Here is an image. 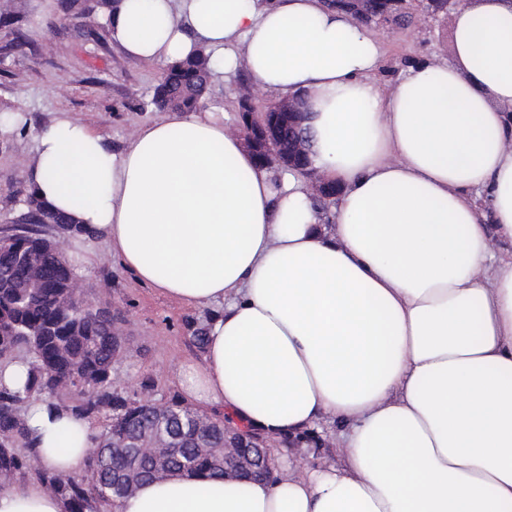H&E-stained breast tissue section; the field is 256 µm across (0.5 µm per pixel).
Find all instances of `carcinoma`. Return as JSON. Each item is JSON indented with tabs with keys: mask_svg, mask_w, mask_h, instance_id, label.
Masks as SVG:
<instances>
[{
	"mask_svg": "<svg viewBox=\"0 0 512 512\" xmlns=\"http://www.w3.org/2000/svg\"><path fill=\"white\" fill-rule=\"evenodd\" d=\"M79 26L94 34L108 26L119 0H62ZM436 3L409 4L392 11L390 25L407 27L422 9ZM219 78L209 55L173 63L162 72L150 98L142 103L156 112L191 111L212 93ZM27 223L0 231V365L25 350L29 374L21 389L0 386V484L11 483L31 469L66 512H100L128 496L129 486L158 479V470L224 478L217 449L229 432L224 421L190 406L173 394L153 398L147 380L139 390L114 387L112 369L124 352L123 337L105 307L77 297L76 277L59 241L45 223L71 224L30 193L24 200ZM65 407L89 419L107 417L87 457L86 475L75 478L37 464L36 440L26 424L23 407L33 401ZM174 448L159 461L150 447L159 435Z\"/></svg>",
	"mask_w": 512,
	"mask_h": 512,
	"instance_id": "obj_1",
	"label": "carcinoma"
}]
</instances>
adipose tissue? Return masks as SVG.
Here are the masks:
<instances>
[{
    "instance_id": "obj_1",
    "label": "adipose tissue",
    "mask_w": 512,
    "mask_h": 512,
    "mask_svg": "<svg viewBox=\"0 0 512 512\" xmlns=\"http://www.w3.org/2000/svg\"><path fill=\"white\" fill-rule=\"evenodd\" d=\"M108 31L136 59L203 48L225 81L244 65L274 99L305 93L313 164L340 189L322 216L209 102L119 152L66 115L39 133L26 178L74 238L215 307L186 397L270 439L339 430V464L170 476L118 512H512V0H462L452 58L387 87L382 40L323 0H120ZM26 420L43 466L85 467L90 422L44 402ZM64 510L0 485V512Z\"/></svg>"
}]
</instances>
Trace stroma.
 <instances>
[{
    "label": "stroma",
    "instance_id": "1",
    "mask_svg": "<svg viewBox=\"0 0 512 512\" xmlns=\"http://www.w3.org/2000/svg\"><path fill=\"white\" fill-rule=\"evenodd\" d=\"M11 24L0 25L17 49L0 55V114H19L26 126L0 125V228L23 213L30 187L25 169L37 135L57 116L77 119L121 151L132 131L155 119L138 109L157 83L160 64L128 57L108 32L87 35L61 8V0H14ZM385 49L377 74L382 84L395 82L404 60L448 59L453 55L450 15L407 29H379ZM90 266L79 274L87 299L119 310L124 318L126 353L112 370L117 388L134 390L152 380L157 400L178 393L183 366L201 360L190 340L188 322L205 325L212 308L189 306L143 286L112 258L103 244L87 245Z\"/></svg>",
    "mask_w": 512,
    "mask_h": 512
}]
</instances>
